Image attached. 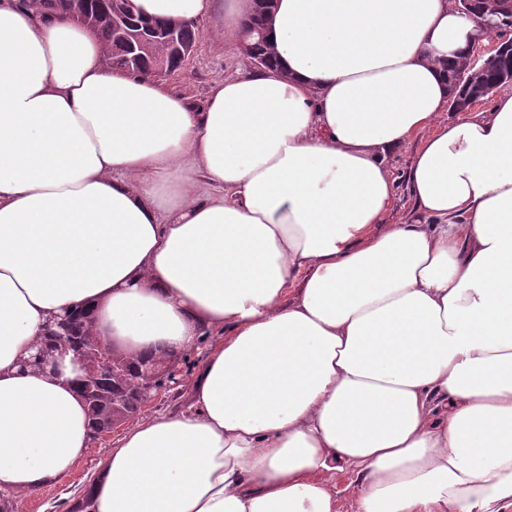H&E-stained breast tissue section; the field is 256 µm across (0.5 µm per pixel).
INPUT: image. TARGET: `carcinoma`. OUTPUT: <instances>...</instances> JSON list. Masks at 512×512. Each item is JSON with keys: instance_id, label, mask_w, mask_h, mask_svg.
<instances>
[{"instance_id": "carcinoma-1", "label": "carcinoma", "mask_w": 512, "mask_h": 512, "mask_svg": "<svg viewBox=\"0 0 512 512\" xmlns=\"http://www.w3.org/2000/svg\"><path fill=\"white\" fill-rule=\"evenodd\" d=\"M121 0H37V6L45 11L77 10L82 13V23L91 27L105 43L108 60L115 69H126L127 59L124 43L112 32V11ZM472 13L478 19L492 20V29L504 43L512 42V0H474ZM472 55H467L447 67L448 80L458 86L456 99L450 109L457 112L471 106L478 97L486 98L491 92L509 85L512 76V56L501 54L468 68ZM67 342L85 348L92 363L99 362L103 355L112 364L109 371H101L97 393L86 399L91 432L106 430L112 425L114 405L121 407V413L134 420L141 415L143 404L129 382V373L136 369L152 368L159 382L172 381L168 359L137 360L101 351L93 336V321L89 311L75 314L65 331L50 328L40 341L36 351H51Z\"/></svg>"}]
</instances>
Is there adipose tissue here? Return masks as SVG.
Wrapping results in <instances>:
<instances>
[{
  "label": "adipose tissue",
  "instance_id": "1",
  "mask_svg": "<svg viewBox=\"0 0 512 512\" xmlns=\"http://www.w3.org/2000/svg\"><path fill=\"white\" fill-rule=\"evenodd\" d=\"M239 43L252 0H132ZM277 65L196 104L86 25L0 0V494L91 444L54 316L105 349L207 351L187 411L131 421L81 512H512V92L449 123L451 0H276ZM412 147L413 220L387 159ZM75 316L65 331L57 328H50L40 341H37L34 348L36 353L28 360V364L34 368H42L40 365V357L37 356L39 351H51L59 347L64 342L85 348L90 355V360L94 364H98L99 356L102 355L101 346L98 344L95 336H93V321L90 311L74 313ZM58 333H63L59 336ZM36 357V359H35Z\"/></svg>",
  "mask_w": 512,
  "mask_h": 512
}]
</instances>
